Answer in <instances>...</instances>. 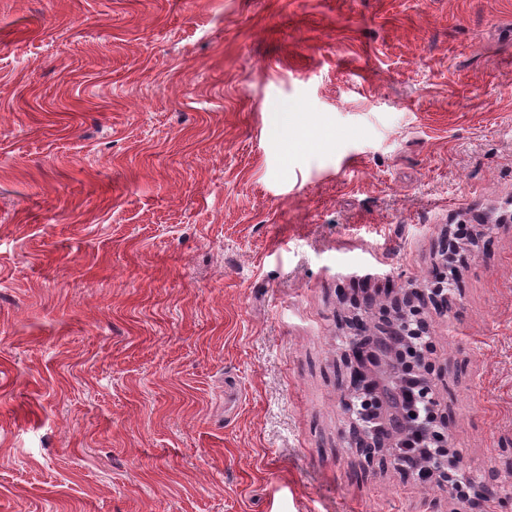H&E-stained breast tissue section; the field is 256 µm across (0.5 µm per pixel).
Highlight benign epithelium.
I'll return each mask as SVG.
<instances>
[{"label": "benign epithelium", "mask_w": 512, "mask_h": 512, "mask_svg": "<svg viewBox=\"0 0 512 512\" xmlns=\"http://www.w3.org/2000/svg\"><path fill=\"white\" fill-rule=\"evenodd\" d=\"M460 250L459 242L444 237L430 279L401 289L386 304L366 290L339 315L340 400L349 445L367 464L390 465L441 488L450 500L468 486L474 490L469 512H489L491 501L512 495L459 465L430 359L429 321L420 307L427 300L440 316L452 312L455 270L449 261Z\"/></svg>", "instance_id": "benign-epithelium-1"}]
</instances>
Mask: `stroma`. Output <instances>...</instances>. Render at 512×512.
<instances>
[{
	"mask_svg": "<svg viewBox=\"0 0 512 512\" xmlns=\"http://www.w3.org/2000/svg\"><path fill=\"white\" fill-rule=\"evenodd\" d=\"M491 206L430 336L512 488V0H0V512H456L344 441L336 316Z\"/></svg>",
	"mask_w": 512,
	"mask_h": 512,
	"instance_id": "35a3bbf8",
	"label": "stroma"
}]
</instances>
